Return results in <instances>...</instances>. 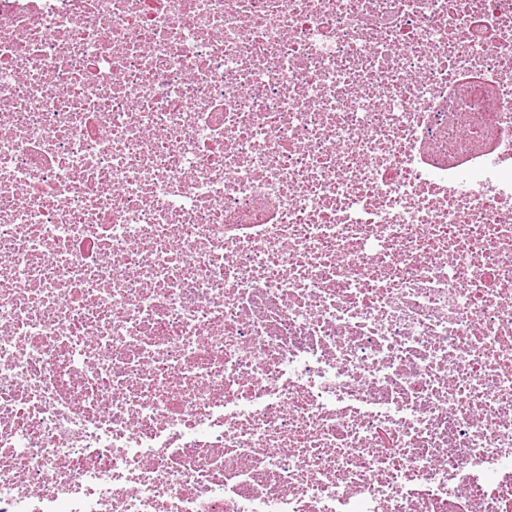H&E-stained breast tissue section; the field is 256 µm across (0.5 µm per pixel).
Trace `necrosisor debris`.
<instances>
[{
    "label": "necrosis or debris",
    "instance_id": "necrosis-or-debris-1",
    "mask_svg": "<svg viewBox=\"0 0 512 512\" xmlns=\"http://www.w3.org/2000/svg\"><path fill=\"white\" fill-rule=\"evenodd\" d=\"M0 512H512V0H0Z\"/></svg>",
    "mask_w": 512,
    "mask_h": 512
}]
</instances>
